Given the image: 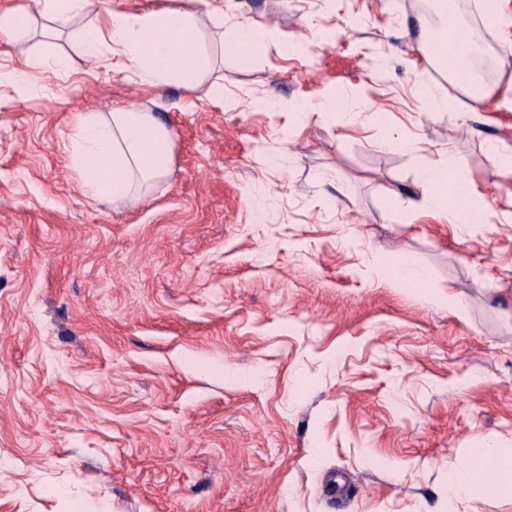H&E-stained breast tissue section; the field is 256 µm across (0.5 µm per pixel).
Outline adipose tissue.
<instances>
[{"label": "adipose tissue", "mask_w": 512, "mask_h": 512, "mask_svg": "<svg viewBox=\"0 0 512 512\" xmlns=\"http://www.w3.org/2000/svg\"><path fill=\"white\" fill-rule=\"evenodd\" d=\"M200 10H174L161 5L146 12L113 7L112 0H33L23 9L0 10V40L14 44L36 29L54 32L74 17L92 12L102 21L75 31L84 57L111 61L142 85L159 87L180 84L191 90H206L208 96L224 95L221 84L203 87L202 77L212 65L200 29L203 17L224 21V0H199ZM434 19L424 23L422 49L430 50L435 65L465 94L487 98L474 69V60L484 42V31H512V12L503 0H479L480 23L463 26L452 0H435ZM279 31L254 21L235 26L225 50L250 60ZM173 135L157 117L142 109L129 108L107 114H81L71 134V166L85 193L95 200L139 201L170 173ZM420 200L410 210L446 224L512 223V210L490 212L481 206L482 192L468 179L452 175L447 167H429L419 177ZM487 456L498 463L494 482H485L478 466L466 476L451 479L457 497L493 495L512 490V453L490 448Z\"/></svg>", "instance_id": "ef3b65f1"}]
</instances>
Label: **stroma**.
Masks as SVG:
<instances>
[{
	"mask_svg": "<svg viewBox=\"0 0 512 512\" xmlns=\"http://www.w3.org/2000/svg\"><path fill=\"white\" fill-rule=\"evenodd\" d=\"M428 11L224 0L311 44L244 64L204 22L220 100L131 82L66 30L67 70L0 47L27 75L0 84V512H512L448 496L476 449L512 450V223L406 209L434 165L512 202L487 151L512 150V45L488 33L491 94L468 97L421 59ZM136 105L173 130L172 170L144 201L92 200L73 118ZM408 263L428 291L379 275Z\"/></svg>",
	"mask_w": 512,
	"mask_h": 512,
	"instance_id": "1",
	"label": "stroma"
}]
</instances>
